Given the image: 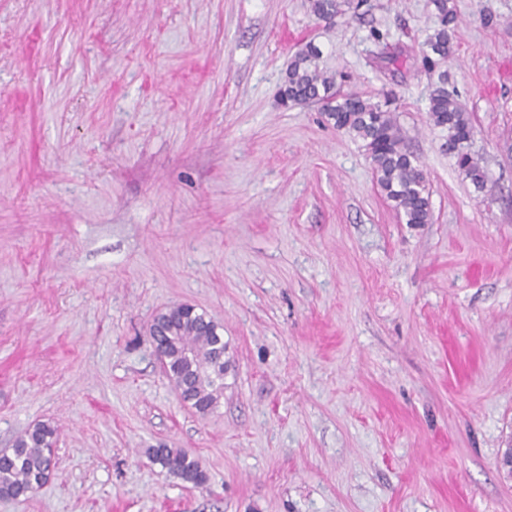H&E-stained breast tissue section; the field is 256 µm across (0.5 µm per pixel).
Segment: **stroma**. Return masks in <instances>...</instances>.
<instances>
[{"label": "stroma", "instance_id": "35a3bbf8", "mask_svg": "<svg viewBox=\"0 0 512 512\" xmlns=\"http://www.w3.org/2000/svg\"><path fill=\"white\" fill-rule=\"evenodd\" d=\"M453 4L481 191L429 120L431 0L332 26L309 0H0V450L58 428L49 481L0 512H512V0ZM309 42L394 110L431 223L279 104ZM185 303L224 337L205 416L149 337ZM148 455L153 463H159L168 473L195 487L204 486L208 481L201 460L184 448H152Z\"/></svg>", "mask_w": 512, "mask_h": 512}]
</instances>
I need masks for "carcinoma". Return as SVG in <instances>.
Here are the masks:
<instances>
[{"label": "carcinoma", "mask_w": 512, "mask_h": 512, "mask_svg": "<svg viewBox=\"0 0 512 512\" xmlns=\"http://www.w3.org/2000/svg\"><path fill=\"white\" fill-rule=\"evenodd\" d=\"M438 23L420 43L422 61L434 68L448 61L456 39L457 16L449 0H432ZM353 0H311L313 14L332 21L352 7ZM448 72L441 71L430 93L429 119L446 132L448 154L464 178L475 188L486 186L480 160L469 151L473 126L469 114L448 92ZM288 102L311 99L324 102L322 112L339 130L363 142L373 165L376 182L385 197L410 225L429 224L432 211L424 173L405 148V137L393 113L377 102L342 94L336 74L322 60L321 51L307 44L289 60L282 84ZM165 345L166 376L178 397L196 413L213 412L224 396V336L212 320L200 316L184 319L167 312L160 322ZM57 429L49 423L33 425L16 437L12 448L0 453V498H17L45 484L53 469L52 451ZM152 462L168 473L201 487L208 475L201 460L184 448H151Z\"/></svg>", "instance_id": "1"}]
</instances>
